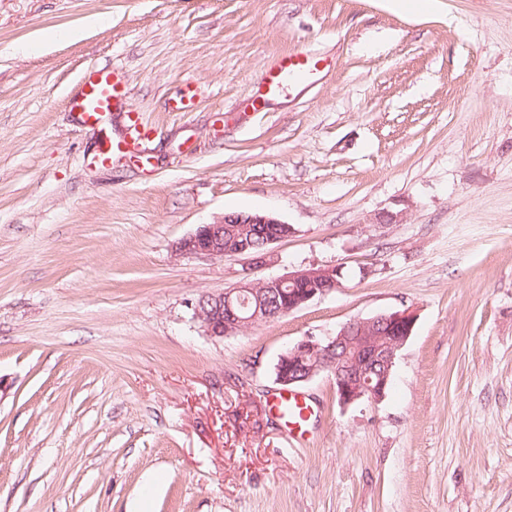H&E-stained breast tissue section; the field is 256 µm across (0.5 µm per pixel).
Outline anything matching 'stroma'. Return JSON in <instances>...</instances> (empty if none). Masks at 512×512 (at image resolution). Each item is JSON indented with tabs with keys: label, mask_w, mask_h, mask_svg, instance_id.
Segmentation results:
<instances>
[{
	"label": "stroma",
	"mask_w": 512,
	"mask_h": 512,
	"mask_svg": "<svg viewBox=\"0 0 512 512\" xmlns=\"http://www.w3.org/2000/svg\"><path fill=\"white\" fill-rule=\"evenodd\" d=\"M302 48L328 67L252 109ZM94 66L123 69L150 129L105 167L122 116L69 109ZM227 213L294 234L261 264L177 255ZM311 266L343 288L202 335L201 295ZM404 309L384 397L345 408L318 376L289 439L280 354ZM140 499L512 512V0H0V512Z\"/></svg>",
	"instance_id": "1"
}]
</instances>
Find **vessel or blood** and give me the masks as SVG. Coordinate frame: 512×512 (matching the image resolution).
<instances>
[{
  "mask_svg": "<svg viewBox=\"0 0 512 512\" xmlns=\"http://www.w3.org/2000/svg\"><path fill=\"white\" fill-rule=\"evenodd\" d=\"M324 64V58L313 54L291 52L284 55L271 68L264 84L251 95L253 107L262 106L269 97L297 79H314ZM70 104L77 113V122L86 126L100 125L106 114L112 111L119 110L124 114L126 135L119 141L106 139L100 143L97 153L99 164H108L116 156L133 152L149 134L141 113L128 101V87L120 70L91 72ZM275 408L291 429L301 427L308 414L305 400L295 395L277 396Z\"/></svg>",
  "mask_w": 512,
  "mask_h": 512,
  "instance_id": "vessel-or-blood-1",
  "label": "vessel or blood"
}]
</instances>
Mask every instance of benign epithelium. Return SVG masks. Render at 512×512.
Masks as SVG:
<instances>
[{
	"label": "benign epithelium",
	"mask_w": 512,
	"mask_h": 512,
	"mask_svg": "<svg viewBox=\"0 0 512 512\" xmlns=\"http://www.w3.org/2000/svg\"><path fill=\"white\" fill-rule=\"evenodd\" d=\"M226 224L256 226L263 230L267 247L292 235L289 224L271 215L229 213L181 238L175 247L177 254L213 259L247 255L257 263L265 260L268 252L251 253L246 243L224 249ZM339 276L338 267L323 266L295 270L263 282L243 280L233 288L201 296L194 305V317L203 335L222 340L270 320L266 309L258 306L252 310L243 305V296L258 297L271 290L282 300L281 313L288 315L340 288ZM414 325V313L405 309L353 320L323 340L305 336L279 356L275 381L282 389L290 390L324 374L333 380L342 407L365 400L377 402L385 395L398 352Z\"/></svg>",
	"instance_id": "7a95c632"
}]
</instances>
